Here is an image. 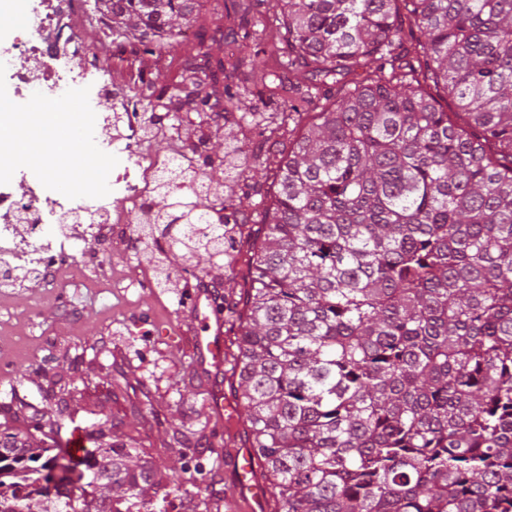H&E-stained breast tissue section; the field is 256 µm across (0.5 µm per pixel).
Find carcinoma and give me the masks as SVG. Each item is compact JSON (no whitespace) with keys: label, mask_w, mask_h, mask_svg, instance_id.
Returning <instances> with one entry per match:
<instances>
[{"label":"carcinoma","mask_w":512,"mask_h":512,"mask_svg":"<svg viewBox=\"0 0 512 512\" xmlns=\"http://www.w3.org/2000/svg\"><path fill=\"white\" fill-rule=\"evenodd\" d=\"M100 2L157 131L199 118L143 237L203 260L247 247L223 308L275 512H512V0H223L161 86L159 45L205 2ZM229 38L238 81L212 53ZM243 123L277 150L250 155ZM219 141L221 181L202 171ZM0 415L19 424L0 434V512H152L162 481L111 418L76 475L64 410ZM77 482L79 508L58 494Z\"/></svg>","instance_id":"cac0c4a2"}]
</instances>
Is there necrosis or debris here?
Segmentation results:
<instances>
[{
	"mask_svg": "<svg viewBox=\"0 0 512 512\" xmlns=\"http://www.w3.org/2000/svg\"><path fill=\"white\" fill-rule=\"evenodd\" d=\"M0 53L17 58L15 93L48 83L58 100L78 95L95 125L94 149L108 185L85 179L73 195L53 181L28 180L21 169L0 178V301L23 280L55 285L96 266L113 239L138 235L141 210L164 169L176 160L150 150V115L132 97L129 77H114L110 61L93 55L100 15L92 0H49L34 11Z\"/></svg>",
	"mask_w": 512,
	"mask_h": 512,
	"instance_id": "4bbe7bcc",
	"label": "necrosis or debris"
}]
</instances>
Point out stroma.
<instances>
[{
  "label": "stroma",
  "instance_id": "1",
  "mask_svg": "<svg viewBox=\"0 0 512 512\" xmlns=\"http://www.w3.org/2000/svg\"><path fill=\"white\" fill-rule=\"evenodd\" d=\"M143 269L116 240L89 274L96 287L71 279L0 303V325H11L28 349L25 377L0 369V399L14 392L39 403L40 388L68 382L69 364L81 357L82 379L66 395L70 418L62 440L89 435L92 412L108 415L159 473H178L179 485L157 495L165 512H274L272 495L254 501L234 491L233 458L249 443L231 370L198 367L186 336L185 289L142 288ZM217 390L224 393L220 416L209 408Z\"/></svg>",
  "mask_w": 512,
  "mask_h": 512
}]
</instances>
